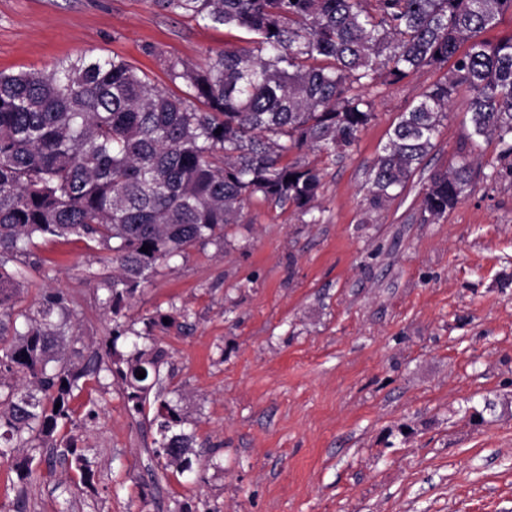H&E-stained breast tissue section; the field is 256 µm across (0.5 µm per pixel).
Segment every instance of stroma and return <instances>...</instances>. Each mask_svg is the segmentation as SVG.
<instances>
[{"label":"stroma","mask_w":512,"mask_h":512,"mask_svg":"<svg viewBox=\"0 0 512 512\" xmlns=\"http://www.w3.org/2000/svg\"><path fill=\"white\" fill-rule=\"evenodd\" d=\"M244 31L159 9L153 0H0V71L118 56L179 92L167 59L200 66L246 44ZM444 70L422 69L374 96L376 117L345 157L303 152L321 168L315 223L256 201L223 247L189 249L138 290L125 320L168 349L167 390L195 450L218 467L152 481L155 427L132 418L111 378L89 381L62 429L92 462L94 492L43 454L26 481L0 461V512H512V157L472 143L456 101L400 196L370 209V167L398 115ZM469 157L461 201L428 220L432 173ZM17 309L65 289L82 355L102 350L107 252L38 240ZM181 328L147 327L156 313Z\"/></svg>","instance_id":"obj_1"}]
</instances>
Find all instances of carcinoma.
<instances>
[{
	"label": "carcinoma",
	"mask_w": 512,
	"mask_h": 512,
	"mask_svg": "<svg viewBox=\"0 0 512 512\" xmlns=\"http://www.w3.org/2000/svg\"><path fill=\"white\" fill-rule=\"evenodd\" d=\"M153 2L243 29L250 46L215 51L199 67L166 60L179 94L118 56L0 72V459L25 449L15 464L22 481L41 449L53 448L93 488L85 450L54 433L73 423L71 402L87 378L103 373L122 385L131 416L152 410L163 470L193 471V435L161 378L168 351L122 322L123 309L165 261L197 245L223 247L224 229L241 223L250 200L312 213L323 173L300 152L345 155L375 119L378 87L453 61L392 125L371 168L372 209L404 191L462 93L471 141L494 139L512 156V36L481 39L512 13V0ZM473 177L466 158L435 171L423 212L440 219ZM71 236L112 254L101 299L111 336L83 363L68 350L79 337L66 335L76 321L67 293L42 291L32 315L14 300L36 240Z\"/></svg>",
	"instance_id": "1"
}]
</instances>
